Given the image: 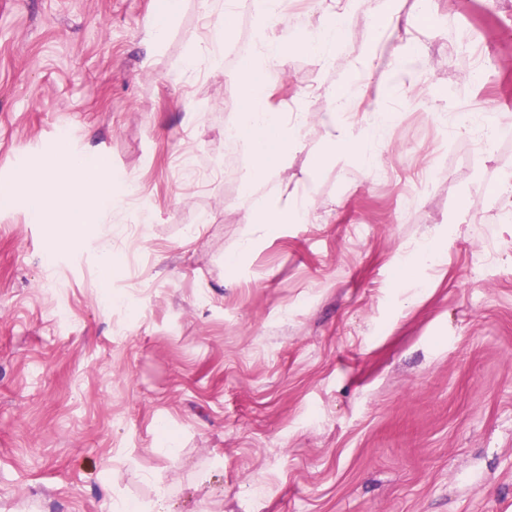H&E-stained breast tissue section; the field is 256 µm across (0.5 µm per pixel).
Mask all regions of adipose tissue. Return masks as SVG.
<instances>
[{
    "label": "adipose tissue",
    "instance_id": "1",
    "mask_svg": "<svg viewBox=\"0 0 512 512\" xmlns=\"http://www.w3.org/2000/svg\"><path fill=\"white\" fill-rule=\"evenodd\" d=\"M359 3L360 0H344L341 10L324 9L315 25L298 28L294 37L285 42L270 34L284 10L283 0H256L252 54L233 77L242 94V105L240 116L231 127L235 132L234 144L247 160L241 199L245 229L238 244L239 253L253 248L255 225L284 224L290 220L297 224L308 223L319 199L317 179L330 163L331 155H316L301 192L282 189L275 199L267 198L265 187L287 168L289 156L300 149L303 142L302 124L288 122L283 113L268 104L269 74L280 64L290 46L308 51L320 64H327L345 38ZM235 14V0H226L223 11L210 26L206 44L187 58L186 70L201 66L213 71L223 70L220 48L229 38ZM389 84L386 78L378 82L372 110L362 122L346 120L348 105L339 96L334 98L330 111L320 122L331 154L343 159L359 157L367 179L373 178L379 167L374 144L390 133V115L385 108ZM11 191L31 198L32 219H40L49 204L67 214L71 230L67 238L58 242V249L74 247L81 240L85 225H96L103 236L111 231L114 189L107 166L99 157L76 154L67 146H60L49 166L21 171Z\"/></svg>",
    "mask_w": 512,
    "mask_h": 512
}]
</instances>
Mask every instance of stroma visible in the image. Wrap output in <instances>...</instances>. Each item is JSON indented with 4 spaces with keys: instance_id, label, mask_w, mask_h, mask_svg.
<instances>
[{
    "instance_id": "1",
    "label": "stroma",
    "mask_w": 512,
    "mask_h": 512,
    "mask_svg": "<svg viewBox=\"0 0 512 512\" xmlns=\"http://www.w3.org/2000/svg\"><path fill=\"white\" fill-rule=\"evenodd\" d=\"M377 5L363 0L330 73L290 49L271 102L321 112L343 89L363 120ZM155 6L0 0V192L65 135L108 163L129 215L51 260L63 216L32 223L23 197L0 209V512H111L160 487L172 512H512V223L490 198L512 139L480 158L435 127L470 110L512 131V6L397 0L376 69L397 46L423 67L419 92L386 103L376 177L338 160L310 222L258 228L244 255L245 161L224 128L252 0L220 71L184 69L217 0H180L151 49ZM328 150L308 126L278 184L299 189ZM433 239L439 263L417 262Z\"/></svg>"
}]
</instances>
